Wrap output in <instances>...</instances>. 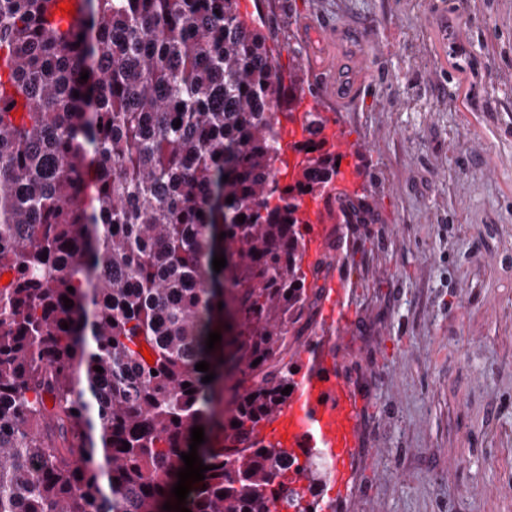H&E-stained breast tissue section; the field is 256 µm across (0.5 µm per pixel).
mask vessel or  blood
Here are the masks:
<instances>
[{"label":"vessel or blood","instance_id":"b4317fda","mask_svg":"<svg viewBox=\"0 0 512 512\" xmlns=\"http://www.w3.org/2000/svg\"><path fill=\"white\" fill-rule=\"evenodd\" d=\"M344 197H304L303 218L313 230L307 256L320 260L328 248L324 236L326 221L342 217ZM338 359L327 354L317 357L310 375L296 389L288 404L267 421L262 432L276 447L302 454L308 448H323L333 464L332 483L342 487L346 464L355 445L357 406L350 387L339 375Z\"/></svg>","mask_w":512,"mask_h":512}]
</instances>
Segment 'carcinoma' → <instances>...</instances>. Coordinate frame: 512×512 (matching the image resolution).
Wrapping results in <instances>:
<instances>
[{"mask_svg": "<svg viewBox=\"0 0 512 512\" xmlns=\"http://www.w3.org/2000/svg\"><path fill=\"white\" fill-rule=\"evenodd\" d=\"M54 3L0 0V512H165L224 399L201 361L240 379L184 507L332 508L324 450L301 462L261 435L320 298L300 209L336 182L325 119L308 113L283 184L286 86L239 0H79L67 27Z\"/></svg>", "mask_w": 512, "mask_h": 512, "instance_id": "obj_1", "label": "carcinoma"}]
</instances>
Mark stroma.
I'll list each match as a JSON object with an SVG mask.
<instances>
[{"label": "stroma", "mask_w": 512, "mask_h": 512, "mask_svg": "<svg viewBox=\"0 0 512 512\" xmlns=\"http://www.w3.org/2000/svg\"><path fill=\"white\" fill-rule=\"evenodd\" d=\"M356 149L375 222L328 225L351 323L309 332L359 408L336 512H512V0H239ZM331 28L360 86L309 55Z\"/></svg>", "instance_id": "35a3bbf8"}]
</instances>
